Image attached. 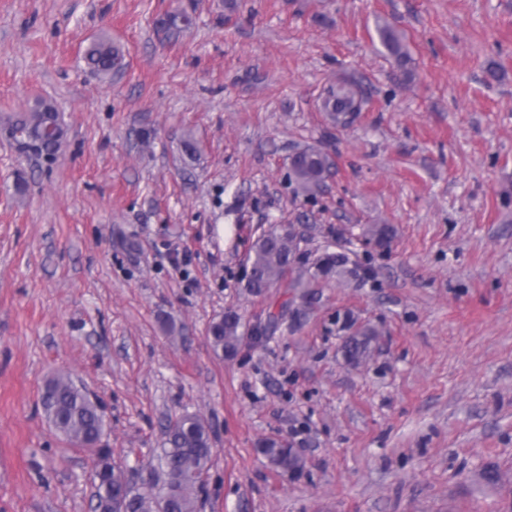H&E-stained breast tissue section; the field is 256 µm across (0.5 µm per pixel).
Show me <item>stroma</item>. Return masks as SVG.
I'll list each match as a JSON object with an SVG mask.
<instances>
[{"label": "stroma", "mask_w": 512, "mask_h": 512, "mask_svg": "<svg viewBox=\"0 0 512 512\" xmlns=\"http://www.w3.org/2000/svg\"><path fill=\"white\" fill-rule=\"evenodd\" d=\"M100 37L124 54L105 78ZM341 79L366 100L346 129L320 110ZM44 99L54 162L0 131V512H92L91 457L40 403L57 373L142 492L168 421L205 419L201 512H512V0H0V116ZM305 146L334 161L313 196ZM288 224L367 280L250 292ZM230 311L232 357L210 342ZM342 318L378 333L360 364ZM280 438L299 472L260 454ZM377 32L381 46L390 56L394 57L401 66L410 62V56L392 28L384 26L378 28ZM123 55L112 42L107 39H99L86 49L84 61L87 69L97 76H109L112 71H117L122 66ZM334 167L332 158L315 147H305L290 157V171L297 188L313 195L324 185Z\"/></svg>", "instance_id": "35a3bbf8"}]
</instances>
